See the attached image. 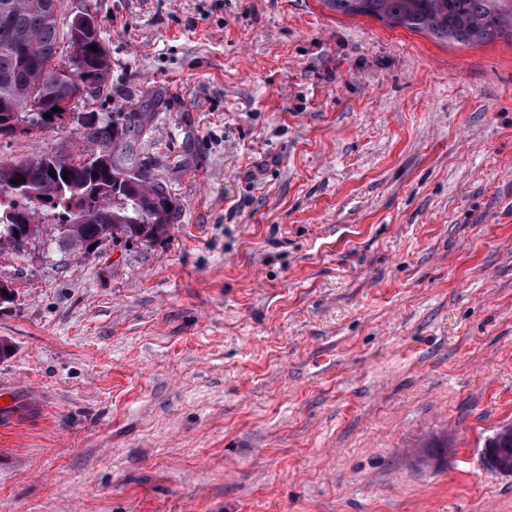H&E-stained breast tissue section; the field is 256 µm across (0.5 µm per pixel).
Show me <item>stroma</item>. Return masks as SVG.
Wrapping results in <instances>:
<instances>
[{"label":"stroma","mask_w":512,"mask_h":512,"mask_svg":"<svg viewBox=\"0 0 512 512\" xmlns=\"http://www.w3.org/2000/svg\"><path fill=\"white\" fill-rule=\"evenodd\" d=\"M149 108L167 238L0 253V512H512V38L323 0H63ZM444 441L442 459L427 446ZM506 426L507 427L502 429L501 435L510 439V438H512V427H510L508 425H506ZM498 431L495 432L484 444V448L486 449V452L489 453V457L487 458L485 467L488 471L493 472V473L510 475V474H512V453L510 455V460H509V466L511 469V473H507V472H504L500 467V465L502 463V454H501V452H499V450L497 448H504L505 450H507L508 448H512V439H510V441L508 443V445H510V447H505L501 442L498 441V437H497Z\"/></svg>","instance_id":"stroma-1"}]
</instances>
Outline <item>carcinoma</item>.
I'll return each instance as SVG.
<instances>
[{"label": "carcinoma", "instance_id": "cac0c4a2", "mask_svg": "<svg viewBox=\"0 0 512 512\" xmlns=\"http://www.w3.org/2000/svg\"><path fill=\"white\" fill-rule=\"evenodd\" d=\"M61 0H0V136L11 134L14 115L32 130L51 131L64 109L77 102L79 85L100 92L112 63L102 48L101 25L83 27L64 16ZM344 15L374 17L390 27L424 31L436 40L482 44L512 28L506 0H323ZM97 46L98 51L91 50ZM51 117H45V114ZM148 118L131 112L125 127L89 122L78 129L89 144L108 149L112 168L104 171L88 158L33 153L0 163V246L18 250L28 243L27 226L40 211L57 215L58 240L65 249H85L119 238L156 242L164 239L179 214V204L134 151ZM55 171L50 176L49 171ZM128 170L135 182L95 198L92 193ZM68 178H63V174ZM24 177L17 185L12 181ZM503 444L492 435L484 444L486 469L503 473Z\"/></svg>", "mask_w": 512, "mask_h": 512}]
</instances>
